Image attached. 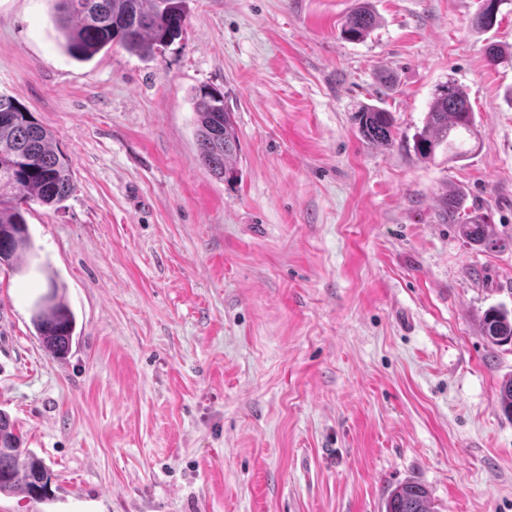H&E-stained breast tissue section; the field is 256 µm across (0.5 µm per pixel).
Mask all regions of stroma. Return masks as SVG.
<instances>
[{
  "instance_id": "stroma-1",
  "label": "stroma",
  "mask_w": 512,
  "mask_h": 512,
  "mask_svg": "<svg viewBox=\"0 0 512 512\" xmlns=\"http://www.w3.org/2000/svg\"><path fill=\"white\" fill-rule=\"evenodd\" d=\"M187 0L155 56L79 62L53 0H0V94L56 135L77 189L31 204L21 275L0 265V412L52 474L0 512H384L405 481L441 512H512V0ZM509 60L488 64L487 44ZM466 89L482 143L418 160L435 88ZM223 94L237 177L200 164L192 96ZM393 117L369 145L353 115ZM449 188L509 246L440 217ZM76 316L66 359L31 311L48 277ZM504 1L509 0H482L480 11L472 19L473 29L477 32L493 29L498 23V15L501 13L499 9ZM378 16L368 3H362L348 15L341 29V35L348 40H360L367 36L377 25ZM359 132L367 144L391 145L396 137L391 112L368 105L356 112ZM482 335L492 345L512 343V314L499 307L489 308L480 319Z\"/></svg>"
}]
</instances>
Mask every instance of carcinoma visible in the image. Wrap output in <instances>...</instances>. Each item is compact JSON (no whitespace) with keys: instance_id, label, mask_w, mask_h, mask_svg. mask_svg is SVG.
Here are the masks:
<instances>
[{"instance_id":"cac0c4a2","label":"carcinoma","mask_w":512,"mask_h":512,"mask_svg":"<svg viewBox=\"0 0 512 512\" xmlns=\"http://www.w3.org/2000/svg\"><path fill=\"white\" fill-rule=\"evenodd\" d=\"M504 0H482L472 19L477 32L498 23ZM56 18L66 52L87 61L103 48L119 44L143 57L180 37L184 31L186 0H56ZM378 25V16L362 3L348 15L341 35L360 40ZM196 149L201 164L215 177L230 182L236 173L234 157L239 138L233 112L224 98L203 88L194 97ZM359 132L370 145H390L396 132L391 112L368 105L356 112ZM417 158L430 160L436 151L461 161L480 143L474 110L465 91L448 81L435 89L424 127L413 136ZM75 189L69 157L60 151L52 131L14 98L0 95V263L22 268L31 248L25 213L33 202L54 205ZM442 219L459 226L463 236L484 252L507 246L498 237L489 216L469 210L466 196L452 190L440 199ZM32 324L45 352L56 359L70 350L76 317L64 291L48 278V292L40 297ZM482 335L492 345L512 343V313L492 307L480 319ZM501 410L512 416V378L502 381L497 395ZM51 475L42 461L20 447L8 416L0 412V494L22 491L44 498ZM385 512H436L429 491L417 482L395 487L385 501Z\"/></svg>"}]
</instances>
